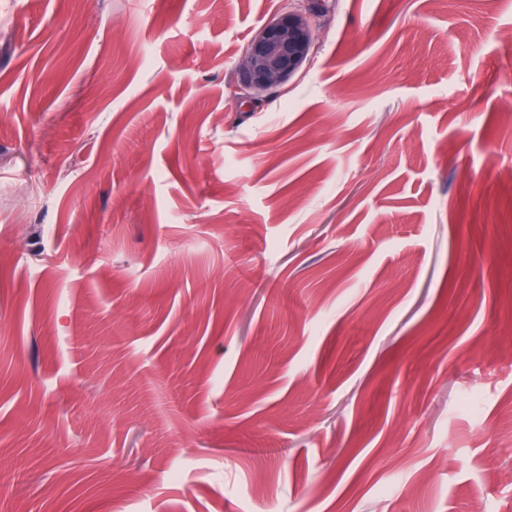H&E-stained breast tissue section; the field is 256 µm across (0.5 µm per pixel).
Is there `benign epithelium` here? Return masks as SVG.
I'll return each instance as SVG.
<instances>
[{"instance_id":"obj_1","label":"benign epithelium","mask_w":512,"mask_h":512,"mask_svg":"<svg viewBox=\"0 0 512 512\" xmlns=\"http://www.w3.org/2000/svg\"><path fill=\"white\" fill-rule=\"evenodd\" d=\"M314 44L311 13H283L249 43L239 69V87L249 93L281 85L310 59Z\"/></svg>"}]
</instances>
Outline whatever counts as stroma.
Returning a JSON list of instances; mask_svg holds the SVG:
<instances>
[{"instance_id": "1", "label": "stroma", "mask_w": 512, "mask_h": 512, "mask_svg": "<svg viewBox=\"0 0 512 512\" xmlns=\"http://www.w3.org/2000/svg\"><path fill=\"white\" fill-rule=\"evenodd\" d=\"M511 107L512 0H0V512H512ZM315 36L310 11L283 13L249 43L239 69V87L251 95L284 83L310 59Z\"/></svg>"}]
</instances>
